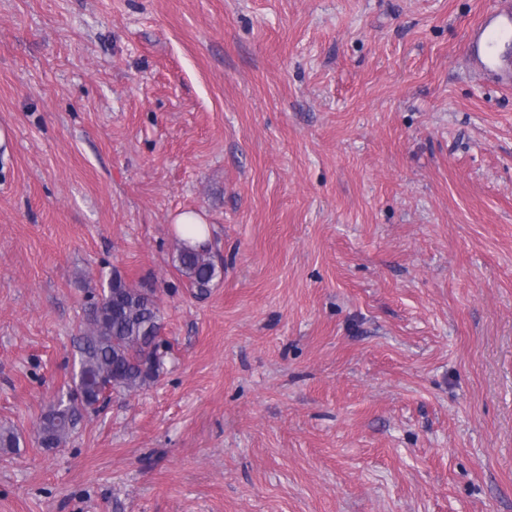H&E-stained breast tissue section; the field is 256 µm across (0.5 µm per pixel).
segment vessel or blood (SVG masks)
Listing matches in <instances>:
<instances>
[{"label":"vessel or blood","instance_id":"obj_1","mask_svg":"<svg viewBox=\"0 0 512 512\" xmlns=\"http://www.w3.org/2000/svg\"><path fill=\"white\" fill-rule=\"evenodd\" d=\"M512 40V0H497L467 33V59L477 72L502 84L512 83V60L500 56V42Z\"/></svg>","mask_w":512,"mask_h":512}]
</instances>
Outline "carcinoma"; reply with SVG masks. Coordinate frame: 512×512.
Returning a JSON list of instances; mask_svg holds the SVG:
<instances>
[{
  "label": "carcinoma",
  "mask_w": 512,
  "mask_h": 512,
  "mask_svg": "<svg viewBox=\"0 0 512 512\" xmlns=\"http://www.w3.org/2000/svg\"><path fill=\"white\" fill-rule=\"evenodd\" d=\"M176 269L199 294L218 276L210 246L177 247ZM160 298L153 288H139L112 278L101 288L81 328L78 370L67 393L44 413L36 438L44 448H59L76 432L103 390L136 393L155 383L163 371Z\"/></svg>",
  "instance_id": "carcinoma-1"
}]
</instances>
